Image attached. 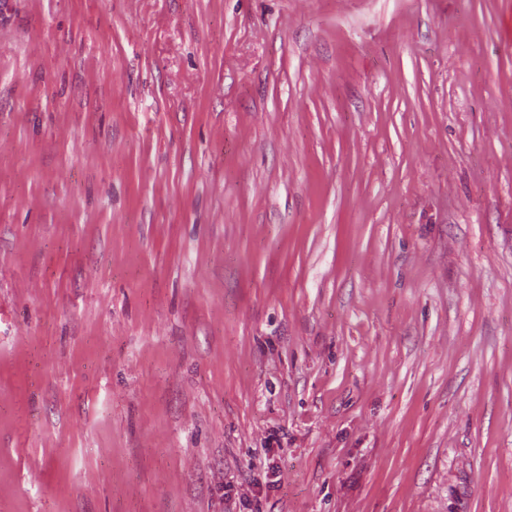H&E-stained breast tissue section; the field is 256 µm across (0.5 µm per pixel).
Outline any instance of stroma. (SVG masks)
Returning a JSON list of instances; mask_svg holds the SVG:
<instances>
[{"label": "stroma", "instance_id": "35a3bbf8", "mask_svg": "<svg viewBox=\"0 0 512 512\" xmlns=\"http://www.w3.org/2000/svg\"><path fill=\"white\" fill-rule=\"evenodd\" d=\"M0 512H512V0H0Z\"/></svg>", "mask_w": 512, "mask_h": 512}]
</instances>
